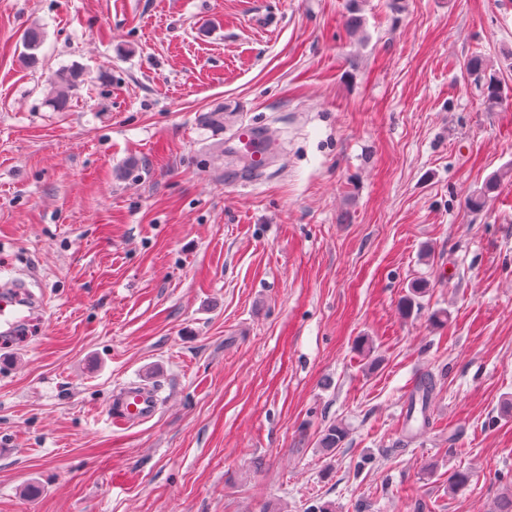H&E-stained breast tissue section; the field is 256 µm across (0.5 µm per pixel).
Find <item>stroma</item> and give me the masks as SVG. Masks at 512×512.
Returning a JSON list of instances; mask_svg holds the SVG:
<instances>
[{
	"instance_id": "1",
	"label": "stroma",
	"mask_w": 512,
	"mask_h": 512,
	"mask_svg": "<svg viewBox=\"0 0 512 512\" xmlns=\"http://www.w3.org/2000/svg\"><path fill=\"white\" fill-rule=\"evenodd\" d=\"M243 122L278 150L234 185L245 160L216 144ZM510 169L512 0H0V263L44 301L0 353V512H492L512 492ZM138 378L160 410L116 428ZM464 66L468 75L474 76L475 80L483 79L485 81L486 101L496 103L502 98L504 89L494 75H487V65L481 55L471 56ZM82 76V72L74 68L57 71L49 78L50 89L44 105L56 112L66 109L71 89ZM435 390V377L428 373L423 376L409 396L406 410V422L412 435H416L418 432L421 433L426 429H429L430 421L429 416L427 415V409L429 408ZM417 405H419V409H417ZM415 412H419L422 418L421 424L417 428H414L411 425V421L417 420ZM413 431H415V433H413Z\"/></svg>"
}]
</instances>
